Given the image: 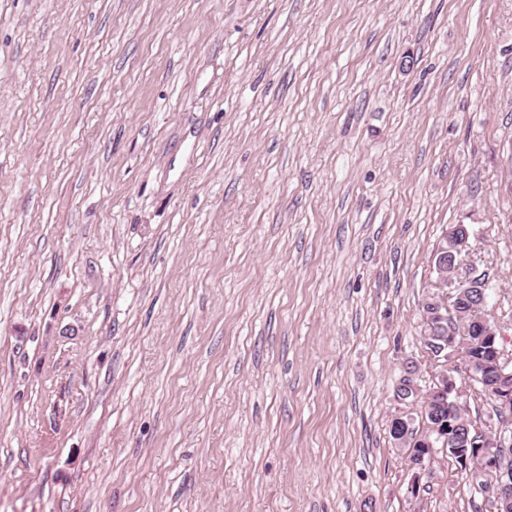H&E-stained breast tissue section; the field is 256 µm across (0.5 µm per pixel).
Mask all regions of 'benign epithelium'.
Returning a JSON list of instances; mask_svg holds the SVG:
<instances>
[{
  "mask_svg": "<svg viewBox=\"0 0 512 512\" xmlns=\"http://www.w3.org/2000/svg\"><path fill=\"white\" fill-rule=\"evenodd\" d=\"M472 234L468 224H453L444 232L442 244L438 247L440 256L433 270L437 273L439 284L448 286V294L442 301L431 303V307L424 312L426 323L433 320L440 323L454 314L462 319L466 316V306L473 301L480 302V308H485L489 282L482 279V274L476 268L472 267L463 273L462 262L450 264L445 258L447 245L459 255L467 252ZM474 323L477 328L468 325L466 331L475 334V339L465 347L448 342V352L444 354V359H453L455 364L448 371L439 373L429 392L435 402L446 400L458 407L460 390L456 376L460 375L473 383L488 378L493 382L496 392L497 412L509 415L512 413V360L505 358L502 349L498 348L497 339L501 333L497 325L482 315L477 316ZM405 416L404 411L393 415L390 424V430L398 443L405 442L409 437ZM416 442L421 451L413 453V462L409 463L412 471L411 490L420 492L422 481L430 477L433 448L449 446L460 470L468 477H498L496 484L490 488L493 512H512V480H503L508 470L503 463L501 451L497 449V444L504 443V440L492 442L488 434L478 431L472 433L468 423H457L450 418L446 424L439 421L427 426L426 432L418 433Z\"/></svg>",
  "mask_w": 512,
  "mask_h": 512,
  "instance_id": "benign-epithelium-1",
  "label": "benign epithelium"
}]
</instances>
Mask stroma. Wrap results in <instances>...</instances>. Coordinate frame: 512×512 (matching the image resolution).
I'll list each match as a JSON object with an SVG mask.
<instances>
[{
  "instance_id": "stroma-1",
  "label": "stroma",
  "mask_w": 512,
  "mask_h": 512,
  "mask_svg": "<svg viewBox=\"0 0 512 512\" xmlns=\"http://www.w3.org/2000/svg\"><path fill=\"white\" fill-rule=\"evenodd\" d=\"M452 224L512 359V0H0V512H491L390 436Z\"/></svg>"
}]
</instances>
